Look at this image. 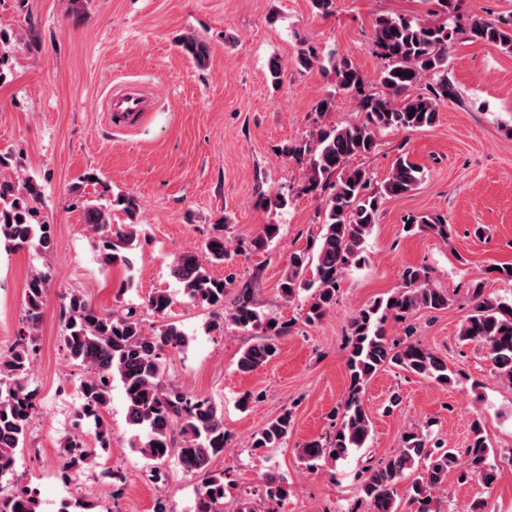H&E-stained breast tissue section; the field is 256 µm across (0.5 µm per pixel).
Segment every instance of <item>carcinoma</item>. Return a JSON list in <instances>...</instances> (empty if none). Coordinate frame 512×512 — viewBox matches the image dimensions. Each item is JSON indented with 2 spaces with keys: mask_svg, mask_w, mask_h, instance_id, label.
Segmentation results:
<instances>
[{
  "mask_svg": "<svg viewBox=\"0 0 512 512\" xmlns=\"http://www.w3.org/2000/svg\"><path fill=\"white\" fill-rule=\"evenodd\" d=\"M437 5L436 14L444 17L440 22L384 15L375 19L374 44L384 61L380 74L384 91L380 94L363 92L365 77L351 60L336 62L329 58L336 88L360 95L361 121L342 127L321 126L311 139L281 148L283 154L306 164L301 191L322 198L323 205L321 233L289 253L287 269L278 285L288 302L302 292L308 293L301 315L306 324L318 322L336 306L346 272L366 261V238L378 221L382 202L415 190L423 178V169L400 156L383 184L373 189L367 170L351 162L375 150L378 130H413L436 124L440 107L456 96L448 80V51L457 36L512 53V15L497 22L473 16L462 24L461 0H437ZM180 47L200 66L209 59V43L200 36H184ZM296 63L305 70L324 68L317 49L304 42L297 50ZM429 74L432 81L425 91L413 93ZM41 196V186L31 178L0 180V240L16 248L32 245L45 254L52 251L54 234L52 225L41 215ZM116 209L125 214L128 223L114 229L112 212ZM83 210L84 223L98 236L101 267L130 265L127 252L139 232L138 199L131 193H118L105 205L87 203ZM408 223L410 230L426 228L444 242L452 236L447 216L438 212L414 216ZM278 231L276 224L263 225L249 242L251 250L266 249ZM226 257L224 236L214 235L206 240L202 252L179 253L170 275L193 302L226 307V318L237 328L262 329L237 361L238 371L250 373L276 356L279 340L288 335L292 325L259 311L249 288L238 289L230 306H225L232 279L212 277L206 263L222 262ZM48 283L47 273L31 274L26 282L24 330L13 349L0 355V477L13 471L38 412L36 392L29 389L27 379L37 356V330ZM470 302L471 313L460 327L459 339L485 348L491 371L512 385V301L486 297L483 284L476 281L470 290ZM172 303L166 293H155L146 301L159 316ZM448 305L447 291L434 286L423 270L407 267L398 291L350 318L348 386L336 407L334 431L299 444L296 454L300 463L314 469L321 461L336 462L368 447L371 419L363 397L369 382L382 369L397 367L441 385L452 383L445 358L419 343L411 330H405L402 337L390 336L384 327L389 317L403 322L420 310L441 311ZM62 316L64 345L85 371L76 416L94 428L92 446L75 435L65 440L62 452L66 469L93 472L100 465L101 453L112 447V427L106 414L112 402V384L118 381L124 393L126 421L141 437L136 451L156 469L176 456L186 472L202 477L196 512H224V474L210 469L212 458L224 449L226 440L221 411L207 398L188 397L167 383L162 372L164 352L185 347V333L173 323L148 330L131 310L125 314L102 313L79 292L67 296ZM293 427V413L285 410L254 434L251 447L279 448L288 442ZM462 455L467 458L469 475L487 488L495 484L497 469L490 462L495 451L481 416L472 419L462 452L440 446L428 428L412 426L401 433L396 452L366 467L359 487L361 501L367 505V512H398V489L408 472L419 467L421 472L406 492L410 502L418 504L422 512H430L433 494L447 486L448 473L459 466ZM286 495L284 479L266 476L262 497L273 505L268 512H278L277 506ZM0 512H40L37 491L19 486L0 495Z\"/></svg>",
  "mask_w": 512,
  "mask_h": 512,
  "instance_id": "1",
  "label": "carcinoma"
}]
</instances>
